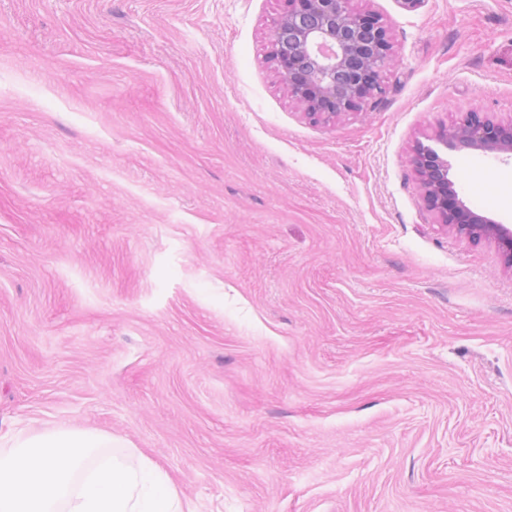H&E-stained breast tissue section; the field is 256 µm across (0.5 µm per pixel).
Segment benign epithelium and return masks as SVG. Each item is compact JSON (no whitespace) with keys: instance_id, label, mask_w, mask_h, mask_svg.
<instances>
[{"instance_id":"obj_1","label":"benign epithelium","mask_w":512,"mask_h":512,"mask_svg":"<svg viewBox=\"0 0 512 512\" xmlns=\"http://www.w3.org/2000/svg\"><path fill=\"white\" fill-rule=\"evenodd\" d=\"M392 56L388 25L354 12L349 0H286L273 22L272 62L288 94L315 120L328 122L355 112L384 92L380 74ZM453 149L512 152V120L494 122L471 112L441 141ZM412 163L424 201L457 236L492 240L512 264V228L463 206L448 179V160L419 145Z\"/></svg>"}]
</instances>
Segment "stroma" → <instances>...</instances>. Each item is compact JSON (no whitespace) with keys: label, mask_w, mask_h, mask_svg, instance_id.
<instances>
[{"label":"stroma","mask_w":512,"mask_h":512,"mask_svg":"<svg viewBox=\"0 0 512 512\" xmlns=\"http://www.w3.org/2000/svg\"><path fill=\"white\" fill-rule=\"evenodd\" d=\"M385 92L308 118L284 0H0V430L126 439L194 512H512V268L416 142L512 119V0H352ZM512 225V155L445 150ZM412 163L420 175L424 188V201L442 223L457 236L472 241L492 240L503 259L512 264V228L477 214L457 199L454 183L448 179V160L435 149L418 145Z\"/></svg>","instance_id":"35a3bbf8"}]
</instances>
